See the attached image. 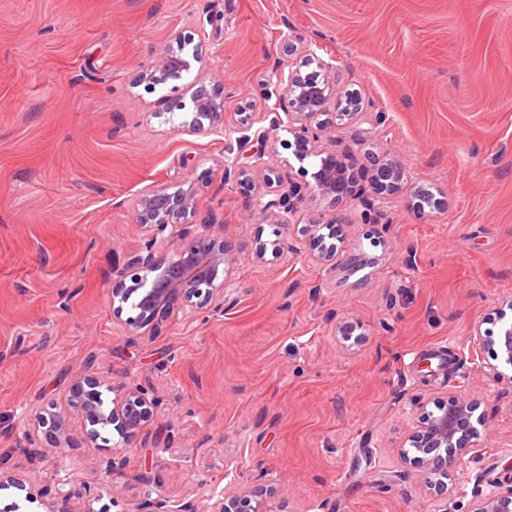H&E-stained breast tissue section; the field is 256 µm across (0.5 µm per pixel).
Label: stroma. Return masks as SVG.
<instances>
[{"instance_id":"35a3bbf8","label":"stroma","mask_w":512,"mask_h":512,"mask_svg":"<svg viewBox=\"0 0 512 512\" xmlns=\"http://www.w3.org/2000/svg\"><path fill=\"white\" fill-rule=\"evenodd\" d=\"M214 14L193 78L224 95L227 121L269 125L263 85L287 67L284 39L314 42L339 84L379 113L370 149L400 159L409 189L439 208L396 202L298 205L293 240L339 220L336 267L290 251L253 258L275 229L255 208L262 174L225 179L220 134L177 132L170 85L143 66ZM324 143L370 181L356 129ZM193 189L192 227L237 256L223 298L161 314L127 335L128 258L146 240L139 195ZM370 258L359 268L350 258ZM512 297V0H0V512H78L57 477L86 484L92 512H157L224 490L270 486V512H469L512 481V381L482 368ZM112 378L156 403L138 447H73L25 432L62 410L77 378ZM466 392L487 423L437 500L398 446L423 405ZM40 503H29L30 490Z\"/></svg>"}]
</instances>
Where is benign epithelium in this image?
<instances>
[{
  "instance_id": "1",
  "label": "benign epithelium",
  "mask_w": 512,
  "mask_h": 512,
  "mask_svg": "<svg viewBox=\"0 0 512 512\" xmlns=\"http://www.w3.org/2000/svg\"><path fill=\"white\" fill-rule=\"evenodd\" d=\"M192 37L178 38L177 49H168L151 61L139 79L154 86L169 80H178L191 69V62H202L201 45L193 47L191 57L183 55ZM284 85L282 111L272 112L269 127L246 135L251 130L250 113L239 112L235 123L226 122L224 97L200 82L188 87L190 102L176 97L171 101L170 114L185 109L191 118L177 124L176 129L189 133H221L224 135V179L238 174L246 176L248 170L265 172L267 191L256 202L257 210L280 227L291 226L290 216L296 211L295 202L306 193L329 201L336 206L348 199L364 198L354 175L343 159L320 144L322 132L330 124H351L358 127V135L368 140L381 117L374 116L362 105L358 95L340 87L336 81L335 66L322 59L314 49L305 50L299 64L288 69L287 75L276 76ZM368 128H363V124ZM286 131L294 138L295 158L303 163L313 160L312 169H303L310 175L304 185L282 188L276 169L265 160L262 145L268 143L276 131ZM238 137H233V134ZM261 148L250 155L251 164L240 162V152L250 143ZM372 178L375 194L382 204L396 201L408 184V171L404 164L387 154L371 153ZM196 208L193 194L181 187L161 186L144 195L137 203L135 223L146 229L148 238L144 247L129 259L130 265L141 272L135 277L133 289L113 288L112 299L119 302L117 311L130 304L136 315L126 319L127 333L138 331L162 311L176 306L191 312L199 310L216 295L224 294L237 257L224 241L211 233L212 225L205 224L194 236L184 229L188 216ZM306 246L313 259L331 269L336 268V223L311 224ZM289 247L274 233V239L257 237L252 244L256 259L275 256ZM471 338L493 350V357L503 366L512 368V321L504 324L497 335L486 336L475 329ZM120 391L121 395L106 401L104 393ZM67 412H76L88 423L85 441L92 447L105 445L110 439L102 432L115 429L121 437V446L130 448L142 429L154 416V404L138 389L114 386L112 381L98 377H83L74 381L64 394ZM477 399L468 394L448 398L433 410L422 413L420 420L400 443L399 458L407 467L419 471L427 469L435 476L430 482L438 496H448V474L456 469L468 455L471 442L480 435L485 418L475 415ZM67 412L35 414L26 437L34 446L39 434L55 438L60 445L70 442ZM266 498L261 490L232 489L224 492L210 504L208 512H267ZM470 512H512V483L502 484L491 493L476 499Z\"/></svg>"
}]
</instances>
